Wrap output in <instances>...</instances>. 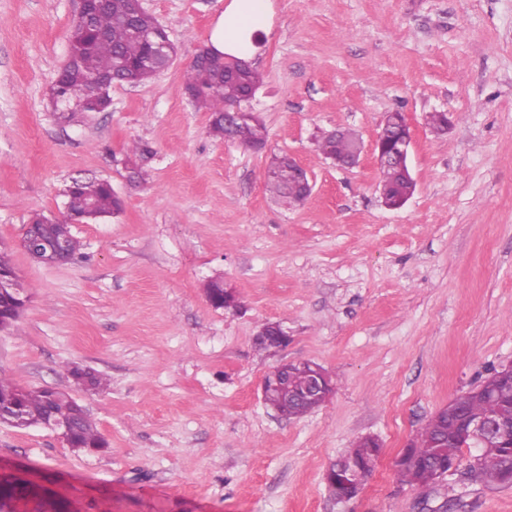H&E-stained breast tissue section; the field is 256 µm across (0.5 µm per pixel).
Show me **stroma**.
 <instances>
[{
  "label": "stroma",
  "instance_id": "stroma-1",
  "mask_svg": "<svg viewBox=\"0 0 512 512\" xmlns=\"http://www.w3.org/2000/svg\"><path fill=\"white\" fill-rule=\"evenodd\" d=\"M229 0H144L173 64L116 85L112 107L57 121L50 85L80 0H0V245L31 301L0 331V372L84 406L107 442L85 454L48 429L0 425V474L50 490L67 512H512V485L463 472L433 491L393 460L490 367L512 363V0H271L257 34L263 81L247 107L264 151L208 133L183 79ZM405 112L416 187L385 206L371 157L339 169L319 152L349 127L371 144ZM447 113L435 135L428 113ZM149 145L130 187L126 154ZM308 169L300 205L275 199V154ZM104 179L122 211L72 232L82 250L45 266L20 248L33 214L63 213L72 179ZM221 278L238 310L214 308ZM280 323L290 342L255 336ZM310 360L332 397L278 416L262 381ZM77 363L106 391L75 387ZM382 454L361 493L330 497V463L364 436Z\"/></svg>",
  "mask_w": 512,
  "mask_h": 512
}]
</instances>
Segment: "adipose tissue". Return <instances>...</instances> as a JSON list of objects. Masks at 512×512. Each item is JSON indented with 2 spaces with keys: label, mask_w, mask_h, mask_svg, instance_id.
<instances>
[{
  "label": "adipose tissue",
  "mask_w": 512,
  "mask_h": 512,
  "mask_svg": "<svg viewBox=\"0 0 512 512\" xmlns=\"http://www.w3.org/2000/svg\"><path fill=\"white\" fill-rule=\"evenodd\" d=\"M268 12V0H230L219 16L210 36L211 46L222 53L251 60L250 39L262 30Z\"/></svg>",
  "instance_id": "1"
}]
</instances>
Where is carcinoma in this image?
Masks as SVG:
<instances>
[{
	"instance_id": "carcinoma-1",
	"label": "carcinoma",
	"mask_w": 512,
	"mask_h": 512,
	"mask_svg": "<svg viewBox=\"0 0 512 512\" xmlns=\"http://www.w3.org/2000/svg\"><path fill=\"white\" fill-rule=\"evenodd\" d=\"M156 27L154 19L146 13L135 14L131 0H107L105 9L79 24L80 36L74 53L64 70L57 74L51 88L52 98L62 108L61 117L73 119L76 114L96 109L94 92L90 82L103 75L115 74L119 79L132 78L140 84L156 74L146 60L147 46L135 32H150ZM207 72L204 88L193 101L197 107L210 114V130L216 138L224 137L222 113L224 109L240 105L246 93L262 83L260 72L254 68L232 69L229 65L214 63L204 67L193 63L185 74V86L198 84L202 72ZM347 138L323 140L322 154L347 155L351 139L356 133L346 130ZM241 144L253 148L263 146L267 140L265 124L255 120L246 122L238 130ZM282 175H266L269 191L288 202L300 204L303 197L296 192V184L288 180L291 160L286 155L278 157ZM111 183L106 180H79L69 185L65 192L71 212L80 214L91 206L97 218L112 215L113 199ZM380 190L392 197H402L411 192L398 167L390 165L380 170ZM28 230H44L65 239V259L74 257L81 248L68 224H49L47 217L36 214L31 218ZM498 369L488 372L477 386L462 392L455 398L456 410L471 418H512V382H498ZM267 405L279 409L288 417H299L314 410L305 403L285 407L281 387L269 385L265 389ZM0 413L7 416L18 413L25 427H43L52 419L73 421L67 444L85 452L107 445L95 422L87 412L75 414L74 404L62 393H50L45 389H25L0 375ZM462 441L456 438L454 417L445 414L432 418L421 430L416 440L407 448L411 461L397 466L399 481L404 485L433 489L431 482L435 470H446L452 465H466L467 474L475 481L509 485L512 474V442L498 440L483 447L479 452L463 460ZM381 454V447L368 438L360 439L349 452L333 462L329 469L330 491L339 500H350L359 492L357 478L371 476ZM35 494L28 482L16 478H0V512L7 503Z\"/></svg>"
}]
</instances>
